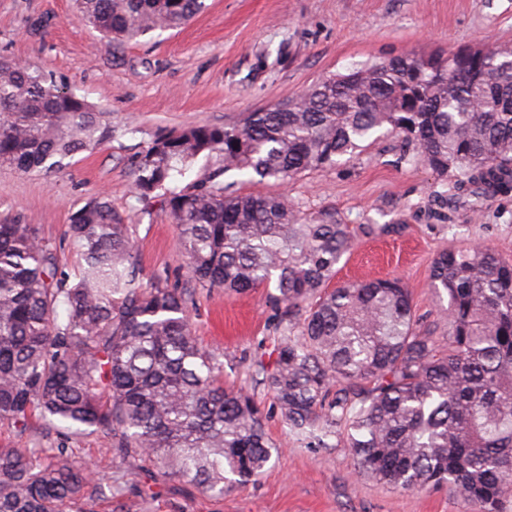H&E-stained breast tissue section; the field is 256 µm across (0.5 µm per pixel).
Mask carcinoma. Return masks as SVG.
Here are the masks:
<instances>
[{"label":"carcinoma","mask_w":512,"mask_h":512,"mask_svg":"<svg viewBox=\"0 0 512 512\" xmlns=\"http://www.w3.org/2000/svg\"><path fill=\"white\" fill-rule=\"evenodd\" d=\"M83 19L118 45L178 29L205 0H77ZM397 133L437 175L458 173L478 200L512 193V48L405 55L329 75L302 95L224 126L188 125L132 160V193L161 197L180 228L194 281L243 292L276 284L272 365H258L281 420L298 436L342 435L360 473L406 491L452 487L476 512L512 497V259L480 245L439 252L431 288L447 345L417 318L397 278L330 288L359 236L398 224L309 217L288 197L242 195L221 180L242 172L286 181L332 167ZM105 112L40 66L0 56V167L52 172L112 139ZM201 156L208 176L174 182ZM68 235L77 271L60 269L35 224L0 223V512H71L117 499L66 448H30V421L74 436L99 433L119 463L150 462L222 494L265 472L278 448L224 363L192 336L186 288L140 277L131 225L99 195Z\"/></svg>","instance_id":"carcinoma-1"}]
</instances>
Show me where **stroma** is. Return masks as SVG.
Here are the masks:
<instances>
[{
    "instance_id": "obj_1",
    "label": "stroma",
    "mask_w": 512,
    "mask_h": 512,
    "mask_svg": "<svg viewBox=\"0 0 512 512\" xmlns=\"http://www.w3.org/2000/svg\"><path fill=\"white\" fill-rule=\"evenodd\" d=\"M512 45V0H206L180 28L107 44L85 25L74 0H0V55L53 70L106 112L112 140L51 173L0 168V222L35 224L66 273L80 257L67 234L71 214L98 192L132 225L140 276L192 289V334L220 353L224 384L253 390L279 450L257 482L215 498L177 479L125 472L96 435L70 436L34 423V448H69L102 479H122L124 512H474L452 489L403 491L359 475L342 439L316 448L289 433L273 399L255 387L257 361H271L276 312L267 288L245 293L193 284L179 229L161 201L150 213L130 193L131 159L156 135L191 124L221 126L301 94L317 80L372 60ZM401 136H384L350 162L287 183L227 173L241 194H283L307 215L336 211L348 224H397L401 231L358 238L336 267L333 286L401 278L417 316L437 324L430 286L435 256L479 242L512 257V195L475 203L452 197L457 172L434 174Z\"/></svg>"
}]
</instances>
